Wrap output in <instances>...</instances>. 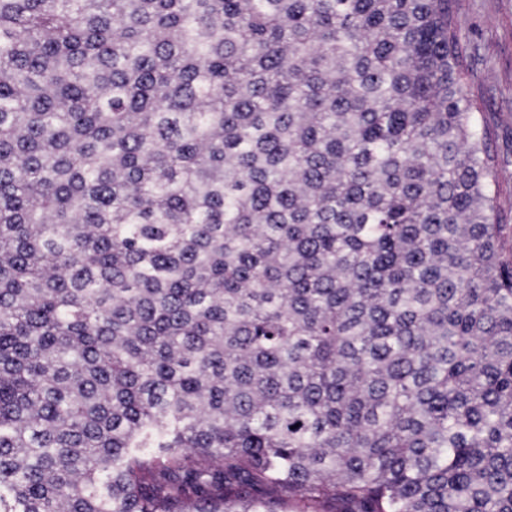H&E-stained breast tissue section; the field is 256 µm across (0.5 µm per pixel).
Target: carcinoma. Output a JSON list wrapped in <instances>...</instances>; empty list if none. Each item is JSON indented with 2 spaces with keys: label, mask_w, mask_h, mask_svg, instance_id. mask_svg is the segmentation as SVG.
Returning a JSON list of instances; mask_svg holds the SVG:
<instances>
[{
  "label": "carcinoma",
  "mask_w": 512,
  "mask_h": 512,
  "mask_svg": "<svg viewBox=\"0 0 512 512\" xmlns=\"http://www.w3.org/2000/svg\"><path fill=\"white\" fill-rule=\"evenodd\" d=\"M456 0H0V512H512V234Z\"/></svg>",
  "instance_id": "carcinoma-1"
}]
</instances>
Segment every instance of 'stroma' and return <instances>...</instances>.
Segmentation results:
<instances>
[{
  "label": "stroma",
  "mask_w": 512,
  "mask_h": 512,
  "mask_svg": "<svg viewBox=\"0 0 512 512\" xmlns=\"http://www.w3.org/2000/svg\"><path fill=\"white\" fill-rule=\"evenodd\" d=\"M458 8L474 55V89L492 129L501 221L512 225V0H458Z\"/></svg>",
  "instance_id": "1"
}]
</instances>
